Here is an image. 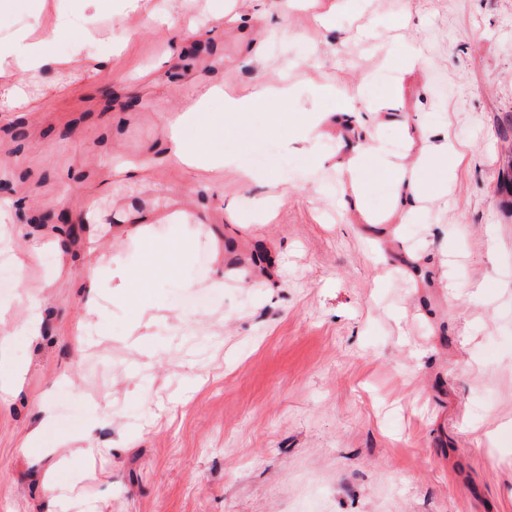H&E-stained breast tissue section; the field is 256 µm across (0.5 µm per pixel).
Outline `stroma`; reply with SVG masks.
Returning a JSON list of instances; mask_svg holds the SVG:
<instances>
[{
	"instance_id": "1",
	"label": "stroma",
	"mask_w": 512,
	"mask_h": 512,
	"mask_svg": "<svg viewBox=\"0 0 512 512\" xmlns=\"http://www.w3.org/2000/svg\"><path fill=\"white\" fill-rule=\"evenodd\" d=\"M279 0L238 30L227 11L246 0H146L177 14L179 39L138 17L42 0L0 12V44L70 16L119 56L94 70L45 71L37 123L0 112V225H25L15 244L22 284L0 292L10 321L33 312L37 340L0 325V366L24 370L0 395V512H44L42 483L69 458L59 484L93 512H512V208L500 189L512 143V0ZM423 63L397 71L406 44ZM246 94L288 77L295 100L261 105L224 149L249 164L269 156L261 184L240 187L167 165L164 113L205 89L202 62ZM386 77L393 109L377 124L341 115L300 140L309 109L334 112L317 85L368 86ZM380 143L394 159L448 147L442 190L397 187L368 157L362 199L334 161ZM152 156L141 181L113 166ZM331 157L313 179L298 174ZM288 196L265 219L274 192ZM192 202L200 223L160 218ZM99 223L113 257L134 261L132 217L151 218L163 247L191 245L140 297L99 285L87 314L86 229L44 235L56 207ZM413 209L410 223L399 209ZM52 263L27 260L33 249ZM224 277L217 303L189 306L188 279ZM147 302L188 319L185 330L138 323ZM163 353L140 379L145 349ZM112 410L96 420L92 401ZM52 421L25 448L41 404ZM97 421L101 454L74 456L72 436ZM497 431L496 446L484 434Z\"/></svg>"
}]
</instances>
